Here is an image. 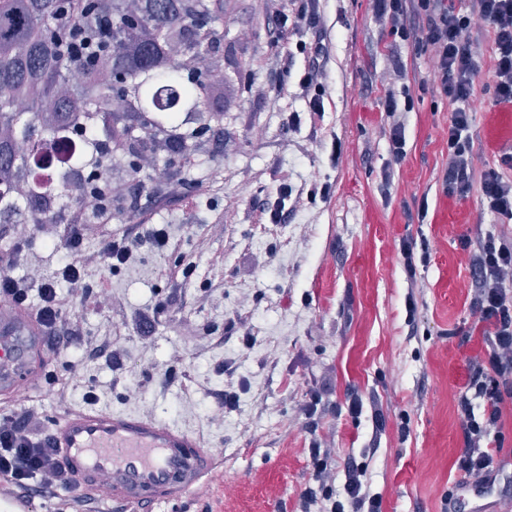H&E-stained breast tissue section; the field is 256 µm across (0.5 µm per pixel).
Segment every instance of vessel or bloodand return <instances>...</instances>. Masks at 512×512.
Listing matches in <instances>:
<instances>
[{"mask_svg":"<svg viewBox=\"0 0 512 512\" xmlns=\"http://www.w3.org/2000/svg\"><path fill=\"white\" fill-rule=\"evenodd\" d=\"M41 327L32 312L0 304V406L38 388V362L46 358ZM53 445L85 494L98 495L110 476V497L124 506L151 507L181 502L217 473L219 457L182 427L135 412L93 407L60 415L51 430Z\"/></svg>","mask_w":512,"mask_h":512,"instance_id":"b4317fda","label":"vessel or blood"}]
</instances>
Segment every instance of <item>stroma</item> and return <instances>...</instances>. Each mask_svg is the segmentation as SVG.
<instances>
[{"mask_svg": "<svg viewBox=\"0 0 512 512\" xmlns=\"http://www.w3.org/2000/svg\"><path fill=\"white\" fill-rule=\"evenodd\" d=\"M252 3L224 4V114L205 118L192 138L193 166L169 179L168 192L143 213L126 207L112 221L119 230L145 218L184 236V250L198 257L196 282L172 290L168 310L155 315L165 261L142 248L139 261L106 277L98 303L76 299L69 309L89 334H112L118 362L87 361L72 349L53 354L49 369L73 374L67 401L45 386L29 405L53 418L83 408L92 388L100 408L174 422L223 457V473L203 492L150 512H200L206 504L212 512H300L314 482L307 451L314 438L331 451L336 487L350 464L365 465L381 512H512V447L478 500L463 491L454 466L462 447L457 400L488 334L470 306L467 248L489 235L512 239V221L486 213L478 190L443 193L451 111L424 91L431 75L408 46L397 50L413 97L400 115L407 155L384 185L391 119L380 97L391 61L370 0L322 4L330 62L320 117L307 115L296 86L268 96L283 67L269 49L270 14L282 2L266 0L259 15ZM489 98L477 81L472 135L483 168L512 153V110L489 108ZM291 112L301 113L300 127L286 125ZM285 179L305 188L325 183L330 194L301 200L287 223H261L260 205L275 200ZM404 238L430 244L412 282L398 251ZM61 242L58 228L34 229L14 276H25L32 261L52 275ZM202 281L210 295H202ZM150 316L157 322L146 336L140 324ZM176 360L189 387L164 379ZM227 388L240 401L225 414L216 397ZM314 393L311 431L303 407ZM353 396L364 404L357 419L346 411Z\"/></svg>", "mask_w": 512, "mask_h": 512, "instance_id": "obj_1", "label": "stroma"}]
</instances>
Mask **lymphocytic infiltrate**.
I'll list each match as a JSON object with an SVG mask.
<instances>
[{"mask_svg":"<svg viewBox=\"0 0 512 512\" xmlns=\"http://www.w3.org/2000/svg\"><path fill=\"white\" fill-rule=\"evenodd\" d=\"M371 11L390 48L408 45L415 58L426 60L434 79V95L446 99L451 108L448 127V159L442 170L444 192L467 194L480 191L484 210L512 220V154H503L500 169H480L470 133V108L477 77H485L492 91L491 106H512V0H371ZM487 26L490 55L479 48L477 30ZM321 0H290L288 8L276 11L269 47L282 58L279 81L272 88L280 95L288 90L294 53L307 62L297 87L307 109L314 115L325 110L329 96L326 82L328 49L321 38ZM94 211L74 205L59 216L64 226L67 251L52 277L41 280L35 315L50 348H78L88 358L112 359L111 341L86 339L80 321H68L60 284L79 290L83 303L96 302L99 292L87 280V263L81 259L83 230L95 223L102 247L96 263L117 273L125 268L144 244L172 257L165 278L179 288L192 280L197 265L181 241L172 240L164 226L130 224L113 233L111 184L91 187ZM476 292L472 307L479 322L489 330L483 355L470 359V370L459 397L457 414L463 447L455 461L472 486L491 483L500 467L498 455L508 440L501 427L502 403L512 395V242L487 236L469 262ZM44 419L35 410L7 409L0 413V483L8 486L25 506L57 505V512H98V500L80 494L62 466L52 439L43 430ZM311 466L318 484L302 494L304 512H381L379 498L364 489L365 466L346 470L343 488H336L330 474L331 453L319 443L309 448Z\"/></svg>","mask_w":512,"mask_h":512,"instance_id":"lymphocytic-infiltrate-1","label":"lymphocytic infiltrate"}]
</instances>
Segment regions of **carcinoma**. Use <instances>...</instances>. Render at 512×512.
I'll list each match as a JSON object with an SVG mask.
<instances>
[{"mask_svg":"<svg viewBox=\"0 0 512 512\" xmlns=\"http://www.w3.org/2000/svg\"><path fill=\"white\" fill-rule=\"evenodd\" d=\"M65 0H0V220H44L36 205L66 181L40 176L41 144H62L61 129L82 121L97 144L150 127L177 142L178 130L204 112L222 111L224 70L209 66L224 40L215 26L222 5L209 0H86L63 21ZM98 38L88 58L66 49L71 34ZM31 142L24 154L17 140ZM25 187L23 201L14 198Z\"/></svg>","mask_w":512,"mask_h":512,"instance_id":"carcinoma-1","label":"carcinoma"}]
</instances>
